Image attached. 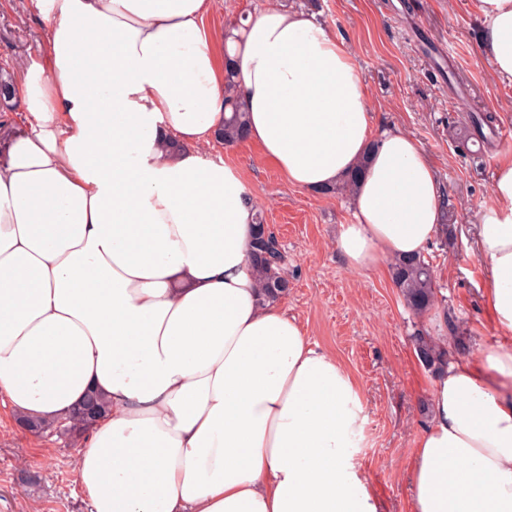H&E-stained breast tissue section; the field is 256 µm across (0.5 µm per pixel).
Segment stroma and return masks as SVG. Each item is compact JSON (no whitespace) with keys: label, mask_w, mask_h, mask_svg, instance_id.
Instances as JSON below:
<instances>
[{"label":"stroma","mask_w":512,"mask_h":512,"mask_svg":"<svg viewBox=\"0 0 512 512\" xmlns=\"http://www.w3.org/2000/svg\"><path fill=\"white\" fill-rule=\"evenodd\" d=\"M279 5L315 14L351 45L377 121L418 140L443 187L444 221L427 254L438 301L418 315L405 305L390 262L357 270L340 259L336 237L353 221L351 194L290 184L245 141L206 149L240 174L281 243L292 281L283 306L363 390L359 455L384 512H408L407 474L429 419L434 377L418 358L413 334L448 336L452 359L499 342L475 241L497 162L512 158V147H496L491 160L477 165L458 138L473 112L495 113L499 127L512 128V83L497 78L481 53L474 0H211L208 22L221 30ZM47 30L24 0H0V66L20 74L43 64ZM452 72L463 80L462 95L448 88ZM449 312L456 318L452 328ZM77 453L68 437L28 431L1 411L0 512H89L74 469ZM25 472L35 482H22Z\"/></svg>","instance_id":"obj_1"}]
</instances>
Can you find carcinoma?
<instances>
[{
  "label": "carcinoma",
  "mask_w": 512,
  "mask_h": 512,
  "mask_svg": "<svg viewBox=\"0 0 512 512\" xmlns=\"http://www.w3.org/2000/svg\"><path fill=\"white\" fill-rule=\"evenodd\" d=\"M234 73L230 72L224 89V102L231 115L224 119L221 138L224 143L232 145L245 140L247 132V112L235 93ZM16 98V85L13 75L6 69H0V107L11 108ZM471 125L475 133L491 144L489 134L493 133L494 118L489 112L470 114ZM366 170V162L354 167L336 186L325 188V192H353ZM256 231L251 246L252 272L256 278L261 305L280 301L288 295L291 280L288 278L286 255L275 248L274 234L263 223L261 216H256ZM393 280L407 307L415 313L422 314L431 309L437 301L436 283L433 266L424 256L398 257L393 260ZM416 350L420 361L430 370H438L448 364V350L445 346L429 336H414ZM106 409L105 403L95 393L87 396L84 402L74 409L65 425L54 426L40 421L26 419L24 425L32 431L56 428L71 437L85 432Z\"/></svg>",
  "instance_id": "carcinoma-1"
}]
</instances>
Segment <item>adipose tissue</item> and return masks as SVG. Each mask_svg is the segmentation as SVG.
<instances>
[{
	"label": "adipose tissue",
	"instance_id": "1",
	"mask_svg": "<svg viewBox=\"0 0 512 512\" xmlns=\"http://www.w3.org/2000/svg\"><path fill=\"white\" fill-rule=\"evenodd\" d=\"M209 4L36 0L48 54L0 154V405L55 424L106 398L76 439L90 512H379L361 388L282 304H259L254 203L204 150L231 73L248 141L291 184L366 161L336 241L355 269L429 250L435 168L377 123L353 52L314 15L271 7L217 35ZM475 10L512 82V0ZM478 248L502 342L435 376L409 512H512L511 158Z\"/></svg>",
	"mask_w": 512,
	"mask_h": 512
}]
</instances>
